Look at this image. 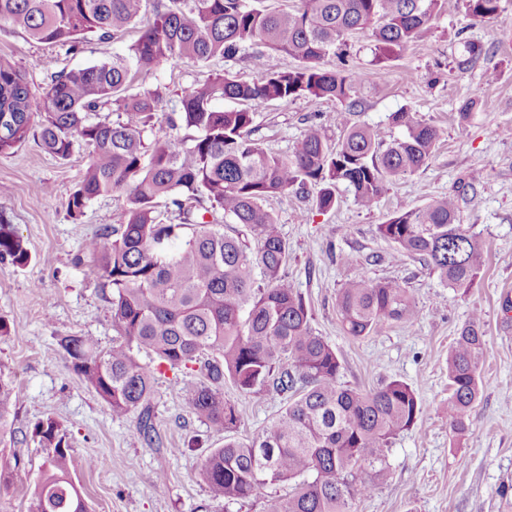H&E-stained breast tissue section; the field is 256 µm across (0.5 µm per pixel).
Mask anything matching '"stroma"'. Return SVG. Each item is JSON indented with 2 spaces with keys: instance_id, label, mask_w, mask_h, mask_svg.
<instances>
[{
  "instance_id": "35a3bbf8",
  "label": "stroma",
  "mask_w": 512,
  "mask_h": 512,
  "mask_svg": "<svg viewBox=\"0 0 512 512\" xmlns=\"http://www.w3.org/2000/svg\"><path fill=\"white\" fill-rule=\"evenodd\" d=\"M502 5L501 19L491 24L474 22L461 10L437 17L427 38L386 62L377 79L358 86L355 107L302 96L268 102L254 118V139L281 155L297 146L312 123L333 140L347 123L400 136L391 116L402 110L439 133L428 165L387 182L374 209H361L343 186L326 212L317 209L310 191L291 190L270 203L290 247L286 278L309 305L313 330L337 348L342 382L368 389L398 378L423 403L416 426L400 434L389 451L387 476L356 512H512V0ZM138 31L133 24L74 50L1 23L0 60L20 72L38 101L54 75L123 52ZM468 42L480 45L483 55L463 69L458 62ZM252 52L245 46L235 57L205 65L165 64L138 73L130 90L159 91V114L176 112L183 90L211 74L254 78ZM469 99L476 106L464 124L459 108ZM87 161L81 149L68 159L55 158L33 135L0 156V218L15 227L31 254L23 268L0 263V319L9 327L0 337V373L20 393L11 429L0 436V465L16 468L12 486L0 494V512H28L43 462L42 448L29 435L48 417L60 423L73 451V477L89 512H260L271 487L259 497L227 503L213 499L200 476L207 449L224 443L189 411L201 373L157 371L151 404L160 441L151 445L136 435L132 417L113 415L63 356L59 337L89 336L106 350L116 336L110 291L84 244L125 223L127 202L121 192L102 195L80 220L70 218L67 202ZM473 172L481 175L476 192L460 193ZM448 194L457 196L463 223L473 225L485 247V273L464 295L419 261L394 260L391 244L377 232L391 214ZM359 271L404 284L417 305L416 320L366 338L346 336L336 293ZM475 309L482 314L488 347L479 404L457 439L448 426V352ZM224 396L243 415L238 437L244 441L261 435L284 402L282 395L245 393L230 382ZM194 437L201 447L187 449ZM91 458L96 467H86Z\"/></svg>"
}]
</instances>
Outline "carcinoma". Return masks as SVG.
I'll list each match as a JSON object with an SVG mask.
<instances>
[{"label":"carcinoma","instance_id":"cac0c4a2","mask_svg":"<svg viewBox=\"0 0 512 512\" xmlns=\"http://www.w3.org/2000/svg\"><path fill=\"white\" fill-rule=\"evenodd\" d=\"M254 2L168 0L125 54L54 76L41 108L20 74L0 61V155L35 132L58 159L85 147L88 163L67 203L75 221L93 199L126 194V223L86 245L111 289L118 337L106 351L88 336L59 338L66 360L112 414L135 415V433L155 442V370L201 361L206 381L192 391L190 412L224 433V445L209 451L200 470L213 498L237 502L264 486L286 485L287 493L263 500L261 512H355L374 480L387 476L392 440L416 425L423 405L399 379L369 390L340 382L341 356L313 332L304 298L283 275L289 246L266 205L312 186L316 205L327 211L342 184L371 210L387 181L428 165L439 133L409 112H396L392 122L405 128L400 137L387 140L376 129L346 125L333 142L313 125L290 153L278 155L252 138L255 110L300 96L351 108L356 87L425 38L436 17L462 8L473 21L494 23L502 0H294L289 9H260ZM143 7L144 0H0V22L43 43H77L89 35L103 41L138 22ZM364 32L373 42L372 69L325 66ZM244 44L255 47L256 78L216 73L184 90L181 111L161 120L159 94L128 93L138 72L206 64ZM270 51L297 64L271 70ZM217 98L242 108L217 109ZM108 105L117 119L98 116ZM162 199L168 200L164 212L158 210ZM377 230L392 244L393 257L424 261L463 295L484 273L482 243L461 223L453 196L395 212ZM0 262L19 268L30 262L23 239L3 220ZM336 307L342 331L357 339L418 315L403 284L363 273L339 288ZM486 349L481 314L474 311L448 354V422L456 436L478 403ZM140 350L151 353L154 364L140 362ZM226 378L242 392L285 395L270 427L249 442L235 436L242 414L224 399ZM18 398L13 383L0 376L1 434ZM32 438L45 456L30 512H87L60 424L40 420Z\"/></svg>","mask_w":512,"mask_h":512}]
</instances>
